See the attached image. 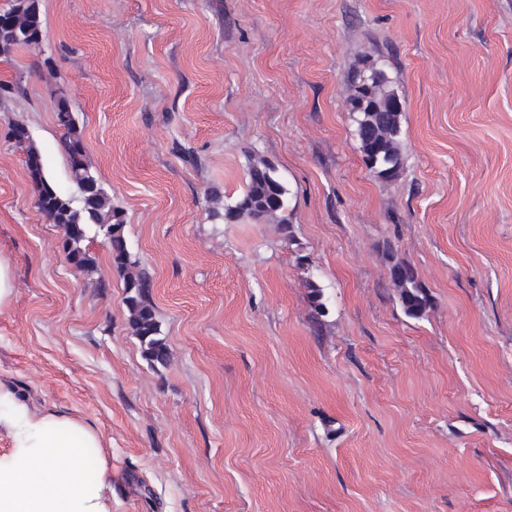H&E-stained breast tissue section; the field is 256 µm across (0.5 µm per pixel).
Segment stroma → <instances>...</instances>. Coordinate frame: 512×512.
I'll use <instances>...</instances> for the list:
<instances>
[{"instance_id": "stroma-1", "label": "stroma", "mask_w": 512, "mask_h": 512, "mask_svg": "<svg viewBox=\"0 0 512 512\" xmlns=\"http://www.w3.org/2000/svg\"><path fill=\"white\" fill-rule=\"evenodd\" d=\"M0 56V380L105 441L112 512H512V0H41ZM404 102L403 165L359 150L348 85ZM65 97L152 279L142 358L101 234L74 269L35 205ZM290 231L212 219L250 167ZM432 297L405 315L386 250ZM316 283L326 305L312 309ZM15 291L14 272L8 258L0 255V309L7 308Z\"/></svg>"}]
</instances>
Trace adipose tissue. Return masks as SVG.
<instances>
[{
  "mask_svg": "<svg viewBox=\"0 0 512 512\" xmlns=\"http://www.w3.org/2000/svg\"><path fill=\"white\" fill-rule=\"evenodd\" d=\"M0 435L11 441L0 456V512H112L103 440L89 423L33 408L1 381Z\"/></svg>",
  "mask_w": 512,
  "mask_h": 512,
  "instance_id": "1",
  "label": "adipose tissue"
}]
</instances>
